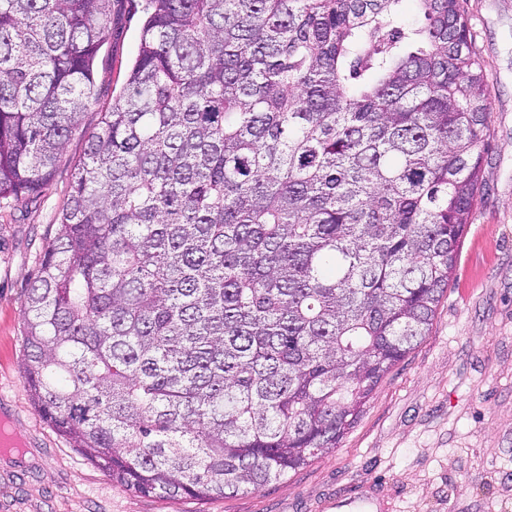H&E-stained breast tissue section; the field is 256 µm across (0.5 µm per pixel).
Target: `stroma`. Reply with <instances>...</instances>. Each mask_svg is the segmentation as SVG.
<instances>
[{
	"instance_id": "35a3bbf8",
	"label": "stroma",
	"mask_w": 512,
	"mask_h": 512,
	"mask_svg": "<svg viewBox=\"0 0 512 512\" xmlns=\"http://www.w3.org/2000/svg\"><path fill=\"white\" fill-rule=\"evenodd\" d=\"M143 0H112L81 115L52 180L0 200V512H512V0H462L490 96L477 208L423 340L380 381L339 448L259 489L166 499L126 490L77 455L30 402L24 302L87 135L139 44Z\"/></svg>"
}]
</instances>
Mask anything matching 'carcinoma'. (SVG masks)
Listing matches in <instances>:
<instances>
[{
    "instance_id": "1",
    "label": "carcinoma",
    "mask_w": 512,
    "mask_h": 512,
    "mask_svg": "<svg viewBox=\"0 0 512 512\" xmlns=\"http://www.w3.org/2000/svg\"><path fill=\"white\" fill-rule=\"evenodd\" d=\"M111 0H0V198L95 101ZM144 0L27 288L23 375L113 482L235 496L336 451L429 334L488 84L460 0Z\"/></svg>"
}]
</instances>
